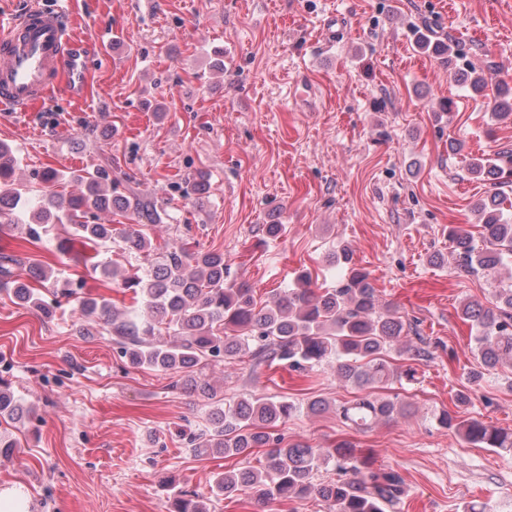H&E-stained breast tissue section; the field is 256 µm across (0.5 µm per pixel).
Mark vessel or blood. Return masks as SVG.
<instances>
[{
  "label": "vessel or blood",
  "mask_w": 512,
  "mask_h": 512,
  "mask_svg": "<svg viewBox=\"0 0 512 512\" xmlns=\"http://www.w3.org/2000/svg\"><path fill=\"white\" fill-rule=\"evenodd\" d=\"M88 58L66 10L35 7L0 23V107L24 112L54 92L80 97Z\"/></svg>",
  "instance_id": "vessel-or-blood-1"
}]
</instances>
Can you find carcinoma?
<instances>
[{"label": "carcinoma", "instance_id": "carcinoma-1", "mask_svg": "<svg viewBox=\"0 0 512 512\" xmlns=\"http://www.w3.org/2000/svg\"><path fill=\"white\" fill-rule=\"evenodd\" d=\"M448 64L472 93L485 91L484 73L456 65L451 49ZM510 93L506 88L496 91L493 121L512 119V102L506 99ZM2 157L8 158V164L0 165V218L23 227L32 238L47 234L55 224H68L74 236L97 246L113 238L112 225L94 221L99 213L130 212L140 224L161 220L157 206L109 193V166H94L70 176L84 187L81 195L66 201L50 197L34 209L33 189L13 179L14 150L0 141ZM509 164L506 169L484 156L467 165L473 178L489 181L487 195L475 206L481 240L461 226L448 230L458 265L467 272L492 273L512 255V216L503 212L506 196L502 191L512 176V159ZM120 241L129 254L153 251L149 239L137 229L124 232ZM336 262L340 270L336 285L314 288L311 276L303 272L295 278L294 287L262 305L249 284L229 278L224 254L192 252L171 244L155 253L143 272L122 278L125 288L139 296L141 313L126 315L103 297L80 302L83 317L112 330L119 357L134 367L181 373L185 383L213 401L209 427L190 438L198 452L247 459L255 450L267 449L260 468L245 466L219 475L211 488L213 496L253 494L273 503L313 493L330 512H393L400 504L402 476L392 468L372 467L364 450L352 443L343 440L323 449L304 441L287 442L274 434L273 428L297 411L293 402L260 394L219 399L206 378L211 366L243 354L249 356L255 376L277 363L301 371L326 366L363 392L336 407L347 426L362 431L410 412L411 405L398 396H376L374 390L415 381L416 368L397 363L391 353L399 351L406 361H426L432 356L430 342L420 336L414 349L398 350L409 324L382 303L370 273L352 264L350 249H341ZM13 293L23 305L42 311L48 307L25 283L15 282ZM459 313L475 330L477 367L469 372L468 382L477 386L485 372L512 361V284L494 289L486 302L462 301ZM24 414L10 387L0 383V418L16 423ZM437 421L467 444L512 454L510 428L449 411ZM329 464L334 465L335 476L312 484L313 472ZM168 486L167 512H208V499L176 488L173 479Z\"/></svg>", "mask_w": 512, "mask_h": 512}]
</instances>
